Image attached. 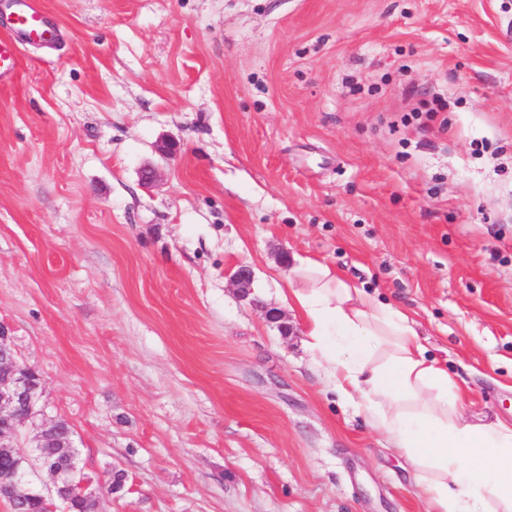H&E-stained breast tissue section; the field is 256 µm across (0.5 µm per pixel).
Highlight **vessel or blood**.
<instances>
[{"mask_svg": "<svg viewBox=\"0 0 512 512\" xmlns=\"http://www.w3.org/2000/svg\"><path fill=\"white\" fill-rule=\"evenodd\" d=\"M57 36V30L46 20L40 0H21L11 14L10 34L0 36V87L12 84L18 75L17 41L47 45Z\"/></svg>", "mask_w": 512, "mask_h": 512, "instance_id": "1", "label": "vessel or blood"}]
</instances>
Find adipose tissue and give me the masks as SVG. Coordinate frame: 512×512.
Instances as JSON below:
<instances>
[{"label": "adipose tissue", "mask_w": 512, "mask_h": 512, "mask_svg": "<svg viewBox=\"0 0 512 512\" xmlns=\"http://www.w3.org/2000/svg\"><path fill=\"white\" fill-rule=\"evenodd\" d=\"M283 299L342 398L410 463L428 512H512V425L471 424L461 388L426 354L408 315L319 261L295 267Z\"/></svg>", "instance_id": "1"}]
</instances>
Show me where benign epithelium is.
Listing matches in <instances>:
<instances>
[{"label":"benign epithelium","mask_w":512,"mask_h":512,"mask_svg":"<svg viewBox=\"0 0 512 512\" xmlns=\"http://www.w3.org/2000/svg\"><path fill=\"white\" fill-rule=\"evenodd\" d=\"M252 271L246 265L239 266L231 282L241 297L251 294ZM8 332L0 329V448H16L30 422L39 426L34 436L35 447H43L45 435L59 422L46 414L42 401L43 384L38 370L19 361L16 353L6 348L2 340Z\"/></svg>","instance_id":"obj_1"}]
</instances>
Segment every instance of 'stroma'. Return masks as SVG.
<instances>
[{
  "label": "stroma",
  "mask_w": 512,
  "mask_h": 512,
  "mask_svg": "<svg viewBox=\"0 0 512 512\" xmlns=\"http://www.w3.org/2000/svg\"><path fill=\"white\" fill-rule=\"evenodd\" d=\"M42 2L0 326L82 471L126 473L97 512H427L281 290L312 258L395 302L464 419L512 422V0Z\"/></svg>",
  "instance_id": "stroma-1"
}]
</instances>
